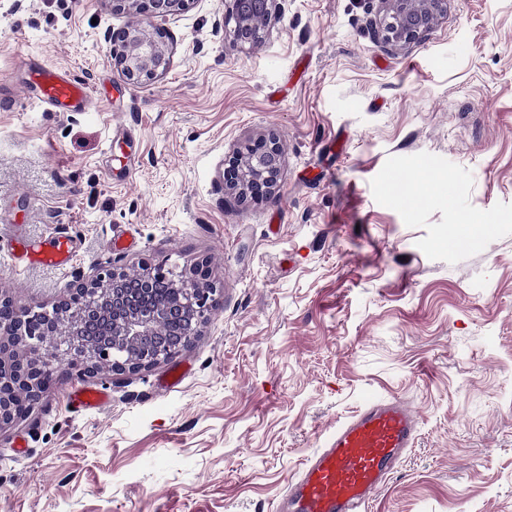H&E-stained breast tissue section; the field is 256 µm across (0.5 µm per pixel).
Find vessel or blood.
Masks as SVG:
<instances>
[{
	"label": "vessel or blood",
	"instance_id": "1",
	"mask_svg": "<svg viewBox=\"0 0 512 512\" xmlns=\"http://www.w3.org/2000/svg\"><path fill=\"white\" fill-rule=\"evenodd\" d=\"M32 87L55 112L79 111L87 95L82 83L52 69L36 71ZM75 256L72 240L62 234L25 247L30 266L64 269ZM107 400V394L96 388L77 389L72 397L82 409L101 407ZM418 427V416L404 400L369 398L306 460L289 484L279 512H365L411 447Z\"/></svg>",
	"mask_w": 512,
	"mask_h": 512
}]
</instances>
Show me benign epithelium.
<instances>
[{
    "mask_svg": "<svg viewBox=\"0 0 512 512\" xmlns=\"http://www.w3.org/2000/svg\"><path fill=\"white\" fill-rule=\"evenodd\" d=\"M131 16L112 38V58L131 83L165 74L172 50L154 19L188 10L193 0H109ZM374 34L409 45L447 15L448 0H375ZM224 36L253 45L279 9L278 0H224ZM285 151L273 132L237 146L224 167V192L261 203L278 188ZM218 288L202 261L179 273L145 259L134 271L112 266L51 308L16 307L0 294V425L29 412L48 389L45 372H137L175 358L216 308Z\"/></svg>",
    "mask_w": 512,
    "mask_h": 512,
    "instance_id": "benign-epithelium-1",
    "label": "benign epithelium"
}]
</instances>
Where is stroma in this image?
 <instances>
[{
    "instance_id": "stroma-1",
    "label": "stroma",
    "mask_w": 512,
    "mask_h": 512,
    "mask_svg": "<svg viewBox=\"0 0 512 512\" xmlns=\"http://www.w3.org/2000/svg\"><path fill=\"white\" fill-rule=\"evenodd\" d=\"M281 7L241 48L224 0H194L159 22L169 70L132 84L109 0H0V291L49 306L145 258L220 288L173 360L57 379L0 428V512H275L369 394L420 428L367 512H512V0H448L407 47L375 39L374 0ZM42 64L84 111L36 98ZM270 130L279 192L238 204L224 160ZM468 223L487 230L449 249ZM58 232L71 266L17 267ZM83 387L108 404L73 410Z\"/></svg>"
}]
</instances>
